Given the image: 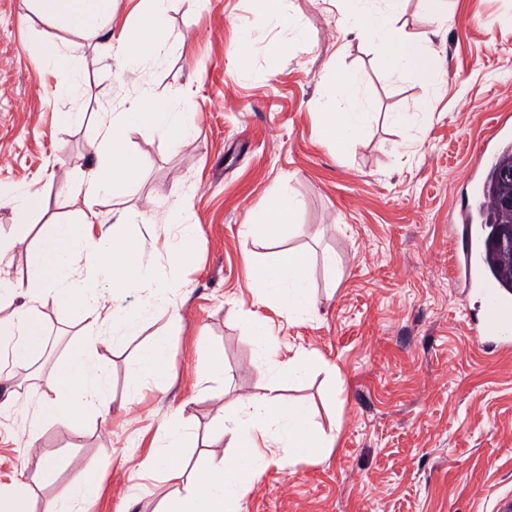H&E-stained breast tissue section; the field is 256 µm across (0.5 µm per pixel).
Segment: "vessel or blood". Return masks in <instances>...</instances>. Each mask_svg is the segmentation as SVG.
<instances>
[{
    "mask_svg": "<svg viewBox=\"0 0 512 512\" xmlns=\"http://www.w3.org/2000/svg\"><path fill=\"white\" fill-rule=\"evenodd\" d=\"M466 234L461 239L465 257L466 277L484 299V305L471 321L473 343L483 347L492 342L501 351L512 350V293L508 292L486 271L484 233L477 222L473 207L461 212Z\"/></svg>",
    "mask_w": 512,
    "mask_h": 512,
    "instance_id": "b4317fda",
    "label": "vessel or blood"
}]
</instances>
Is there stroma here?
<instances>
[{"label":"stroma","instance_id":"35a3bbf8","mask_svg":"<svg viewBox=\"0 0 512 512\" xmlns=\"http://www.w3.org/2000/svg\"><path fill=\"white\" fill-rule=\"evenodd\" d=\"M283 6L293 26L256 23L252 0H168L161 61L132 69L103 42L85 47L76 76L45 67L33 51L40 38L70 41L73 33L50 26L27 0H0V182L48 201L12 253L11 277H24L52 222L83 208L79 188L96 161L99 113L153 96L189 113L198 129L182 140L161 128L124 132L141 174L121 200L95 201L107 225L113 210L149 211L150 222L126 231L142 246L143 268L175 286L137 332L99 345L106 418L28 433L39 396L51 393L50 374L81 339L77 315L53 301L42 309L52 345L10 368L17 409L0 418V483L26 475L37 512L91 464L99 480L90 512H156L164 498L185 493L183 482L144 477L158 427L177 416L191 433V466L231 456L230 439L212 434L231 401L264 392L261 351L246 334L255 318L271 326L280 354L304 347L336 364L340 383L315 371L284 382L280 395L283 405L312 406L320 428L340 431L325 461H293L279 450L259 463L246 512H493L512 495V352L484 353L471 340L482 300L459 269L454 223L479 146L500 117L512 120V0H448L440 30L419 0H405L400 24L431 36L434 86L390 78L372 45L343 39L346 0ZM301 29L311 48L284 55ZM244 32L248 55L230 64ZM339 69L360 74L372 114L348 150L322 134ZM425 99L431 107L422 113ZM77 106L83 125H63L61 113ZM396 112L406 125L391 122ZM276 192L302 200L296 229L278 228L272 243L242 238L241 224ZM189 224L199 228L197 251L170 266L159 242L177 240ZM288 247L310 254L319 299L317 313L300 320L258 303L247 269ZM328 253L336 271L323 263ZM160 336L170 343L167 376L146 382L132 410L121 408L139 349ZM213 357L223 360L224 379L206 377ZM42 455L56 461L44 479L35 475Z\"/></svg>","mask_w":512,"mask_h":512}]
</instances>
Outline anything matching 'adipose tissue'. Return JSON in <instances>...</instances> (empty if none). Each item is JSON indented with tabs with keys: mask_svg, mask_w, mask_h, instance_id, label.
<instances>
[{
	"mask_svg": "<svg viewBox=\"0 0 512 512\" xmlns=\"http://www.w3.org/2000/svg\"><path fill=\"white\" fill-rule=\"evenodd\" d=\"M33 12L53 26L77 33L66 43L53 38L41 40L36 50L50 66L77 71L81 41L95 40L107 33L115 0H29ZM350 23L347 34L375 43L384 72L402 82L435 84L438 75L426 39L399 26L402 0H347ZM166 0H137L131 12L132 27L113 45L115 56L136 65L161 59L167 46ZM370 113L361 95L358 72L337 75L333 103L325 112V125L338 146L357 142L368 127ZM165 127L173 136H191L194 128L183 113L172 111L163 100H137L118 112L102 113L97 129L98 160L82 185L86 199L109 193L123 197L139 168V161L123 144V134L131 127ZM301 202L295 196L274 195L250 224L246 236L268 240L276 228L292 226ZM139 246L119 233L117 226H104L98 212L89 204L75 220L55 224L52 232L39 241L24 279L0 278V361H26L44 348L41 309L46 299L74 306L83 323L84 336L74 346L49 384L52 393L43 397L36 413L38 423L66 422L79 425L87 412L105 408L106 365L97 352L98 333L109 328L112 335L125 336L136 330L144 310L167 300L171 285L167 278L149 275L138 260ZM84 264L85 278L74 275V264ZM309 257L294 248L279 250L273 263L262 267L256 278L258 302L275 301L290 316L303 317L316 312L318 300L309 280ZM141 284L145 298L141 307L115 314L111 294L129 284ZM250 336L259 346L265 368H274L289 378L299 379L315 369L337 374L336 365L316 351L300 349L280 359L272 343L269 326L261 320L250 324ZM170 361L167 339L157 338L138 355L135 375L126 400L134 402L146 379L166 375ZM218 435H231L241 449L225 462L199 471L185 494L162 501L159 512H242L241 501L259 460L271 445L290 455L314 461L328 459L334 437L318 430L304 406L283 407L278 384L268 381L259 396L239 397L225 409ZM189 437L178 420L163 425L158 433L161 446L154 456L160 474L181 478L186 469L184 448ZM98 476L87 469L49 502L45 512H86L95 492Z\"/></svg>",
	"mask_w": 512,
	"mask_h": 512,
	"instance_id": "obj_1",
	"label": "adipose tissue"
}]
</instances>
